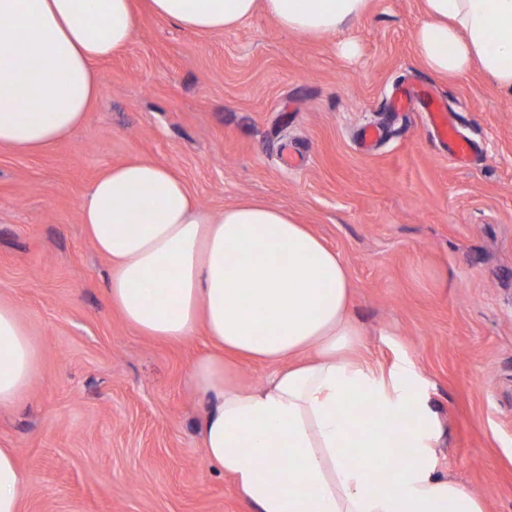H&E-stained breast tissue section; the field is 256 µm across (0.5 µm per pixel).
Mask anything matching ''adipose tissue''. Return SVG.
<instances>
[{"mask_svg": "<svg viewBox=\"0 0 512 512\" xmlns=\"http://www.w3.org/2000/svg\"><path fill=\"white\" fill-rule=\"evenodd\" d=\"M370 2L0 0V147L44 151L82 126L102 95L93 65L133 41L138 7L198 33L261 12L284 32L326 37ZM422 4L423 65L448 77L479 67L512 101V0ZM80 218L131 329L166 342L204 335L209 351L186 384L207 404L205 461L254 512H484L438 475V426L412 375L351 357L347 267L291 211L243 197L215 212L172 168L131 160L90 185ZM241 360L277 369L250 389ZM38 361L16 308L0 301V408L23 400ZM27 484L14 450L0 448V512H22Z\"/></svg>", "mask_w": 512, "mask_h": 512, "instance_id": "1", "label": "adipose tissue"}]
</instances>
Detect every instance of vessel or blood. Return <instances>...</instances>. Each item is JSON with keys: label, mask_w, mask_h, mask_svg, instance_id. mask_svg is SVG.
Wrapping results in <instances>:
<instances>
[{"label": "vessel or blood", "mask_w": 512, "mask_h": 512, "mask_svg": "<svg viewBox=\"0 0 512 512\" xmlns=\"http://www.w3.org/2000/svg\"><path fill=\"white\" fill-rule=\"evenodd\" d=\"M389 106L396 112L423 108L434 136L445 147L449 158L456 162L468 159L471 152L469 141L458 133L447 108L427 88L414 85L400 87Z\"/></svg>", "instance_id": "vessel-or-blood-1"}]
</instances>
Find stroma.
Segmentation results:
<instances>
[{
  "label": "stroma",
  "instance_id": "stroma-1",
  "mask_svg": "<svg viewBox=\"0 0 512 512\" xmlns=\"http://www.w3.org/2000/svg\"><path fill=\"white\" fill-rule=\"evenodd\" d=\"M423 20L421 0H371L312 38L261 13L199 34L144 11L133 42L96 63L103 95L77 131L44 152L0 148V300L40 346L29 394L0 410V448L32 476L23 512H253L204 462V405L184 384L202 338L141 335L106 298L109 262L79 206L132 159L175 169L213 210L245 196L287 208L334 248L359 356L413 367L439 473L512 512V102L478 69L430 72ZM402 82L455 112L468 164L424 113L390 111ZM367 124L384 130L368 154Z\"/></svg>",
  "mask_w": 512,
  "mask_h": 512
}]
</instances>
